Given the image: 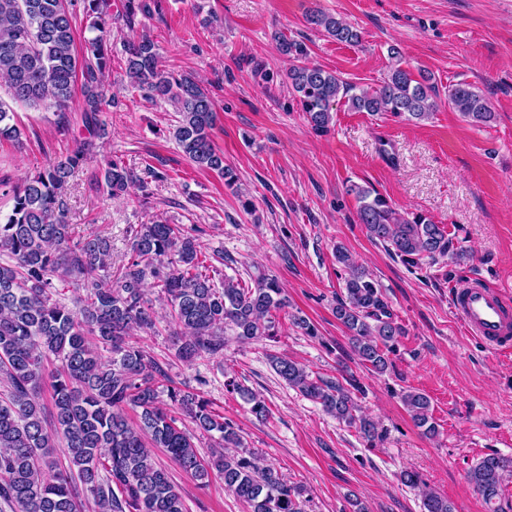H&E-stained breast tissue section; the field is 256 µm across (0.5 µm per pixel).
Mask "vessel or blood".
I'll return each instance as SVG.
<instances>
[{"label": "vessel or blood", "instance_id": "vessel-or-blood-1", "mask_svg": "<svg viewBox=\"0 0 512 512\" xmlns=\"http://www.w3.org/2000/svg\"><path fill=\"white\" fill-rule=\"evenodd\" d=\"M451 300L470 336L491 354L512 353V295L473 281L455 288Z\"/></svg>", "mask_w": 512, "mask_h": 512}]
</instances>
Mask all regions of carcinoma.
<instances>
[{
    "label": "carcinoma",
    "mask_w": 512,
    "mask_h": 512,
    "mask_svg": "<svg viewBox=\"0 0 512 512\" xmlns=\"http://www.w3.org/2000/svg\"><path fill=\"white\" fill-rule=\"evenodd\" d=\"M112 0H0V84L10 99L29 107L65 111L76 82L83 89L82 123L88 134L105 133L100 119L108 103L103 85L112 69ZM91 19L95 33L83 55L75 48L78 16ZM307 21L334 40L360 42V32L342 19L314 11ZM277 52L297 59L303 46L280 34ZM126 75L132 88L148 97L164 98L179 114L173 136L186 157L200 168L230 175L224 155L211 140L217 113L209 94L191 77H175L161 68L158 49L143 39L125 47ZM288 84L317 133L329 131L333 106L347 100L357 112H388L425 120L436 108V88L427 76H415L400 64L376 88L355 90L339 75L315 64L293 65ZM448 102L465 119L486 124L493 114L482 94L459 83L448 88ZM15 112L0 99V141L16 140ZM84 143L10 187L11 212L0 216V501L12 512H82L93 501L96 512H187L168 471L156 464L151 449L169 458L200 484L215 475L223 480L246 512H305L303 489L288 483L272 466H261L243 446L238 429L211 403L189 389L166 384L163 369L138 342L137 330L155 328V312L147 288L160 290L170 314L185 335L176 356L191 361L224 350L230 330L244 342L276 335V313L287 306L279 281L265 273L250 283L224 279L214 287L203 271L198 239L159 215L131 230L130 258L112 276L108 239L90 234L71 243L72 228L64 216L61 190L87 161ZM102 178L107 191L123 193L136 179L120 159L106 162ZM359 202L358 220L369 238L409 266L456 254L453 238L424 214L396 210L375 190L352 184ZM336 260L345 271V295L336 318L348 330L360 364L374 373L392 365V351L402 327L394 320L379 284L356 265L344 247ZM71 282L84 295L71 309L53 288V279ZM59 365L49 368L50 358ZM276 374L303 396L349 427L370 444L385 432L374 419L359 413L355 400L363 387L352 372L332 381L312 376L304 366L273 355ZM230 390L249 397L251 412L265 418L263 401L236 380ZM49 388L51 408L40 401ZM167 393L172 410L161 405ZM401 400L423 433H436L427 395L407 390ZM139 410L138 422L125 407ZM191 419L203 433L218 434L220 447L202 457L193 435L179 426ZM65 443L60 459L57 440ZM512 476V457L482 458L468 478L485 503L501 495ZM424 512H455L448 499L427 492Z\"/></svg>",
    "instance_id": "carcinoma-1"
}]
</instances>
